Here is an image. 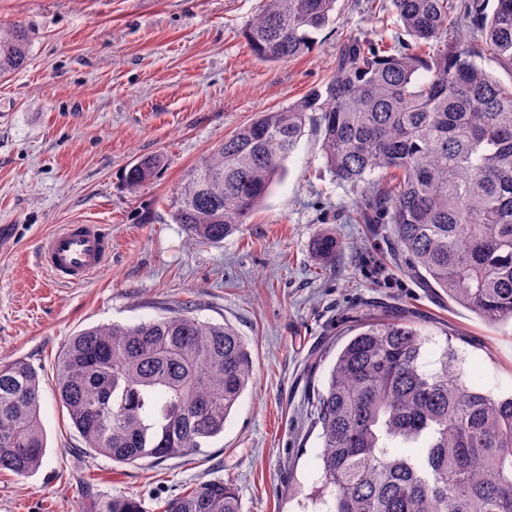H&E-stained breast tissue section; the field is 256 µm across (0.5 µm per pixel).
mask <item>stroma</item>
I'll return each mask as SVG.
<instances>
[{
  "mask_svg": "<svg viewBox=\"0 0 512 512\" xmlns=\"http://www.w3.org/2000/svg\"><path fill=\"white\" fill-rule=\"evenodd\" d=\"M261 0H0V24L31 35L27 67L0 80V360L40 378L47 448L26 477L0 471V512H100L134 496L146 512L198 484L235 485L243 512H327L309 426L313 391L362 309L414 312L425 359L446 345L483 391L512 393V323L490 325L404 269L388 224H352L357 193L325 167L305 128L288 173L240 231L192 245L168 200L216 143L258 113L288 106L326 78L348 35L405 40L378 0H337L305 56L256 59L242 36ZM159 156L136 189L126 169ZM77 221L109 225L112 255L86 283L62 284L37 260L42 236ZM335 232L320 264L311 243ZM191 307L232 324L254 375L201 452L160 464H117L81 453L55 387L65 343L92 326L135 324Z\"/></svg>",
  "mask_w": 512,
  "mask_h": 512,
  "instance_id": "35a3bbf8",
  "label": "stroma"
}]
</instances>
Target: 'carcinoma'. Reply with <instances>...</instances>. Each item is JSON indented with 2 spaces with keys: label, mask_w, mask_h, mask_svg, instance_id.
<instances>
[{
  "label": "carcinoma",
  "mask_w": 512,
  "mask_h": 512,
  "mask_svg": "<svg viewBox=\"0 0 512 512\" xmlns=\"http://www.w3.org/2000/svg\"><path fill=\"white\" fill-rule=\"evenodd\" d=\"M336 0H263L243 30L264 62L307 54ZM416 47L350 36L333 75L299 100L259 113L186 174L168 204L192 243H219L255 211L308 125L326 167L362 189V224H391L410 274L490 324L512 320V83L475 61L488 51L512 70V0H390ZM481 38L440 49L448 19ZM31 37L0 24V79L26 67ZM435 48L431 54L422 48ZM125 172L135 189L160 167ZM381 170L389 181L374 183ZM336 236L312 245L323 263ZM336 353L314 395L321 482L330 512H512V395L493 397L460 368L452 345L428 371L411 315H368ZM250 351L229 323L186 308L133 325L81 330L55 365L59 400L84 450L118 464L188 457L224 432L252 382ZM38 372L0 362V469L27 476L43 459ZM102 512H146L134 496ZM165 512H242L217 478L170 500Z\"/></svg>",
  "instance_id": "1"
}]
</instances>
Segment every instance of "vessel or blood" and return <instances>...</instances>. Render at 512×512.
Returning a JSON list of instances; mask_svg holds the SVG:
<instances>
[{
	"label": "vessel or blood",
	"instance_id": "1",
	"mask_svg": "<svg viewBox=\"0 0 512 512\" xmlns=\"http://www.w3.org/2000/svg\"><path fill=\"white\" fill-rule=\"evenodd\" d=\"M112 255V234L105 225H63L41 238L38 257L42 266L61 283L89 281Z\"/></svg>",
	"mask_w": 512,
	"mask_h": 512
}]
</instances>
